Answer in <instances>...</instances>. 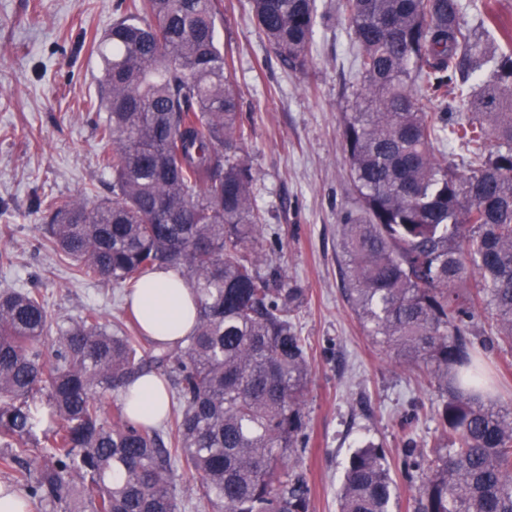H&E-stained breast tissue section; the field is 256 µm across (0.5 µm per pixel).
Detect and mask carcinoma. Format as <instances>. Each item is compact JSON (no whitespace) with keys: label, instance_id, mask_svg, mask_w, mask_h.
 Masks as SVG:
<instances>
[{"label":"carcinoma","instance_id":"obj_1","mask_svg":"<svg viewBox=\"0 0 512 512\" xmlns=\"http://www.w3.org/2000/svg\"><path fill=\"white\" fill-rule=\"evenodd\" d=\"M496 0H336L357 46L366 104L344 113L361 207L340 214L345 296L368 336L422 370L439 401L431 457L412 437L402 473L413 512H512V410L471 335L479 310L512 351V33ZM281 62L308 73L317 0H253ZM221 0H129L103 57L98 126L112 197L38 199L40 245L81 278L136 282L179 272L197 297L194 332L169 348L89 308L53 325L42 292L0 294V466L53 512H177L173 464L215 512H310L299 447L310 368L296 316L303 293L260 271L265 214L241 155L240 112L216 35ZM469 115L452 123L431 104ZM145 373L179 409L162 431L106 393ZM43 448L46 460L29 459ZM121 479L112 481V473ZM383 445L349 457L339 512H393Z\"/></svg>","mask_w":512,"mask_h":512}]
</instances>
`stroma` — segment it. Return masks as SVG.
<instances>
[{
	"label": "stroma",
	"mask_w": 512,
	"mask_h": 512,
	"mask_svg": "<svg viewBox=\"0 0 512 512\" xmlns=\"http://www.w3.org/2000/svg\"><path fill=\"white\" fill-rule=\"evenodd\" d=\"M118 0H0V291L37 288L58 322L98 309L131 325L125 286L75 278L41 247L35 198L112 194L102 158L110 147L95 122L99 46L119 17ZM218 41L234 57L229 73L252 125L243 146L254 202L266 215L263 270L277 269L306 297L297 315L311 368L302 440L311 512H337L345 463L365 437L400 469L406 437L432 441L437 394L420 370L400 362L363 330L342 275L339 214L356 207L344 152V114L359 86L346 25L332 18L314 33L308 74L285 67L260 35L251 0H222ZM492 316L477 312L483 365L493 393L512 403V353L484 345Z\"/></svg>",
	"instance_id": "stroma-1"
}]
</instances>
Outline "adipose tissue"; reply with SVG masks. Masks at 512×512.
I'll use <instances>...</instances> for the list:
<instances>
[{"label":"adipose tissue","instance_id":"ef3b65f1","mask_svg":"<svg viewBox=\"0 0 512 512\" xmlns=\"http://www.w3.org/2000/svg\"><path fill=\"white\" fill-rule=\"evenodd\" d=\"M129 304L147 337L175 346L193 330L196 304L190 288L172 269H157L144 275L129 297ZM130 416L144 425H155L169 409V397L160 377L140 376L121 392Z\"/></svg>","mask_w":512,"mask_h":512}]
</instances>
